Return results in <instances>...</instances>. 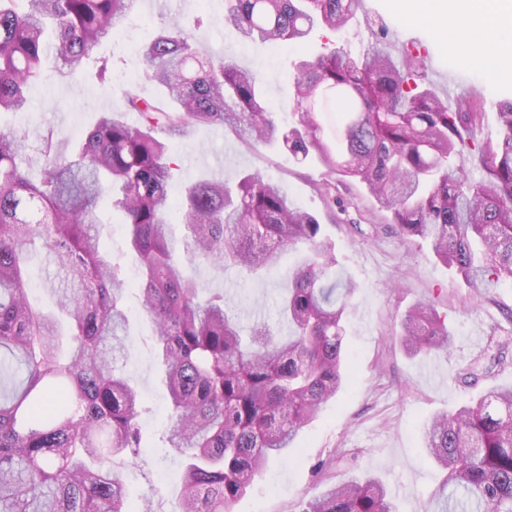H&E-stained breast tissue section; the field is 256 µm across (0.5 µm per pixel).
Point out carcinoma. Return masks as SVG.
<instances>
[{
    "label": "carcinoma",
    "instance_id": "carcinoma-1",
    "mask_svg": "<svg viewBox=\"0 0 512 512\" xmlns=\"http://www.w3.org/2000/svg\"><path fill=\"white\" fill-rule=\"evenodd\" d=\"M136 0H0V112L29 105L46 59L72 78L113 36ZM360 0H225L224 26L242 41H304L339 31ZM147 80L168 104L141 88L123 111L100 113L70 153L54 132L38 156L0 131V512H130L115 460L136 457L138 391L118 369L128 317L127 280L99 245V200L107 194L140 263L141 306L170 400L168 447L184 458L182 494L172 512H232L234 503L292 447L347 381L345 315L355 290L338 278L334 244L313 214L275 181L247 173L230 185L188 187L180 212L186 233L170 232V143L189 125H219L252 144L275 141L298 163L316 159L329 176L363 183L404 239L430 243L435 257L478 291L512 282V97L499 102L494 140L478 142L480 103L454 107L426 83L421 58H394L376 42L354 55L343 46L297 66V121L278 123L260 78L229 55L204 58L177 20L143 38ZM351 112L331 142L317 121L334 96ZM481 166L470 178L466 158ZM42 177L30 176L33 164ZM40 242L64 275L50 286L53 309L29 299L27 262ZM288 271L278 315L292 328L275 336L263 322L243 332L224 290L187 275L185 264L247 275ZM402 328L414 355L446 350L451 334L435 307L409 309ZM422 438L446 471L441 512H512V388L427 425ZM300 512H398L374 478L325 486Z\"/></svg>",
    "mask_w": 512,
    "mask_h": 512
}]
</instances>
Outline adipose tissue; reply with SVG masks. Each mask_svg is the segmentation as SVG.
<instances>
[{
  "label": "adipose tissue",
  "mask_w": 512,
  "mask_h": 512,
  "mask_svg": "<svg viewBox=\"0 0 512 512\" xmlns=\"http://www.w3.org/2000/svg\"><path fill=\"white\" fill-rule=\"evenodd\" d=\"M461 45L479 37L496 43L504 32H512V0H438Z\"/></svg>",
  "instance_id": "ef3b65f1"
}]
</instances>
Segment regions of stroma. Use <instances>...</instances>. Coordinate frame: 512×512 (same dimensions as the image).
<instances>
[{"instance_id": "1", "label": "stroma", "mask_w": 512, "mask_h": 512, "mask_svg": "<svg viewBox=\"0 0 512 512\" xmlns=\"http://www.w3.org/2000/svg\"><path fill=\"white\" fill-rule=\"evenodd\" d=\"M161 2L137 0L121 34L98 46V53L112 58L111 81L65 79L46 65L31 90V107L0 114V128L24 136L32 155L42 132L51 128L62 151H69L99 113L119 108L124 90L139 82L143 64L137 44L166 19L190 24L201 53L216 58L233 53L240 66L258 73L268 109L283 124L292 122L296 110V63L332 42L356 54L380 39L394 55L425 56L435 91L452 86L481 95L485 140L495 138L497 104L512 92V36L503 35L492 48L476 38L467 51H459L446 20L417 0H363L343 31H319L303 42L266 45L240 42L225 28L224 0H175L165 13ZM171 158L174 203L185 186L205 175L229 182L244 173L273 178L297 206L317 217L325 237L336 245L340 276L357 285L346 317L345 390L300 432L294 457L271 465L233 512H299L302 501L327 484L363 475L386 487L399 512H437L445 474L424 448L421 431L434 416L475 401L487 389L512 385V283L474 300L472 289L436 259L426 242L406 241L387 231L389 213L361 183L337 178L336 204L326 206L317 191L325 168L315 161L296 163L278 147L251 146L223 127L194 125L173 140ZM100 209V243L123 265L127 277H134L137 260L124 247L125 226L113 215L109 198L101 199ZM295 261V252L285 251L279 269L253 278L234 268L218 275L199 266L192 273L208 287L224 290L243 325L265 321L285 337L290 329L278 320L275 300L287 288ZM420 302L434 304L453 342L449 350L414 358L401 343V322ZM127 315L124 371L149 411L141 421L139 457L119 469L133 501L145 503L151 512H170L181 484V457L162 442L169 425L167 393L156 371L152 324L137 298H128ZM474 364L487 367V374L478 383H464L461 373ZM323 460L328 468L322 472L318 464Z\"/></svg>"}]
</instances>
